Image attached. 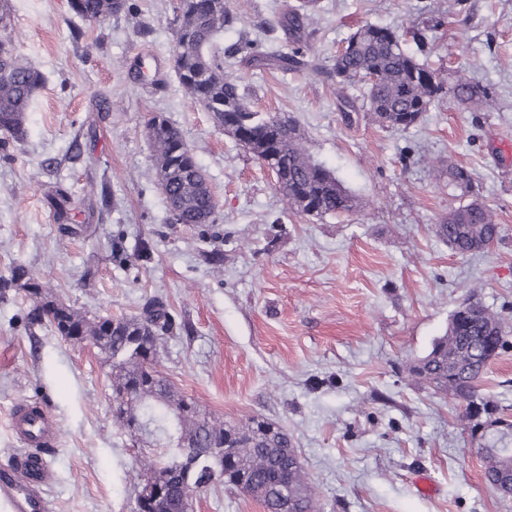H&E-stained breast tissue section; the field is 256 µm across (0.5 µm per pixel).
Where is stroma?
<instances>
[{
	"mask_svg": "<svg viewBox=\"0 0 512 512\" xmlns=\"http://www.w3.org/2000/svg\"><path fill=\"white\" fill-rule=\"evenodd\" d=\"M101 23L70 0H9L0 41L45 76L27 136L0 152V280L17 267L54 284V298L90 317H137L162 301L177 326L157 364L204 412L281 427L323 512H512L485 481L479 443L454 395L409 371L476 300L512 324V0H320L302 45L325 70L254 67L240 39L290 45L277 19L289 0H251L220 43L224 69L254 110L296 118L311 155L359 200L356 212L292 211L267 169L186 94L171 67L178 0H131ZM397 29L408 52L442 75L467 69L496 108L443 96L406 129L363 110L331 72L363 24ZM424 42H417V34ZM177 127L218 200L212 224H173L152 174L146 124ZM467 167L501 234L460 255L435 233L469 203L432 160ZM72 195L59 224L49 186ZM150 240V261H121ZM221 251L212 266L205 253ZM33 300L0 298V462L24 450L10 429L21 399L48 405L61 438L50 461L51 512H133L148 438L113 416L112 374L86 340L29 324ZM482 392L512 409V345L492 360ZM427 488H420L418 479ZM192 512H264L242 493L210 487Z\"/></svg>",
	"mask_w": 512,
	"mask_h": 512,
	"instance_id": "1",
	"label": "stroma"
}]
</instances>
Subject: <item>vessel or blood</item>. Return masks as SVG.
Segmentation results:
<instances>
[{"label": "vessel or blood", "mask_w": 512, "mask_h": 512, "mask_svg": "<svg viewBox=\"0 0 512 512\" xmlns=\"http://www.w3.org/2000/svg\"><path fill=\"white\" fill-rule=\"evenodd\" d=\"M10 426L26 451L0 464V502L8 512H50L45 493L50 473L43 451L55 445L59 425L47 405L25 400L14 406Z\"/></svg>", "instance_id": "1"}]
</instances>
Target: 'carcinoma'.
<instances>
[{
  "label": "carcinoma",
  "instance_id": "cac0c4a2",
  "mask_svg": "<svg viewBox=\"0 0 512 512\" xmlns=\"http://www.w3.org/2000/svg\"><path fill=\"white\" fill-rule=\"evenodd\" d=\"M72 10L86 21L96 23L129 8L128 0H70ZM172 67L180 85L192 101L212 115L217 126L233 137H242V147L257 160H268L281 171L276 184L289 207L301 214H350L357 208L355 196L336 176L315 161L304 145V138L292 118L285 121L273 114L263 115L252 108L240 80L224 72V57L218 47L219 36L235 21L227 0H178ZM316 0H300L285 7L279 23L299 42L314 23ZM250 50L259 68L283 71L307 69L321 73L295 48L292 52L261 49L250 41ZM339 83L364 84V99L370 116L391 128L406 129L430 110L443 93L459 104H480L493 108L494 98L487 89L470 81L465 71L447 81L409 54L401 36L390 27L366 23L347 39V45L333 63ZM44 76L34 65L21 64L12 49L0 42V140L4 150L26 135V112ZM147 136L153 148V174L167 203L178 206L186 224L215 221L208 199L209 182L181 132L161 114L147 123ZM448 185L463 192L473 191V176L464 166L448 165ZM56 222L72 221L74 201L59 188L47 195ZM435 233L458 254L471 245L493 244L500 235L496 213L487 206H460L448 213V220L435 225ZM19 287L34 297L29 320L48 323L57 333L68 330L90 337L112 362V392L120 396L132 386L145 397L138 417L163 433L182 431L194 436L202 448L213 439L224 437V458L218 482L258 500L264 512H318L311 482L291 448L288 434L271 433V423L252 420L242 427L224 426V419L201 413L197 404L177 398L172 385L158 369L156 358L147 359L128 345L137 337L150 350H157L175 322L160 302H152L142 317L90 319L70 307H58L48 299L52 285L30 270L19 268L11 278L0 282V294ZM508 344L503 317L485 307L460 305L451 315L448 334L438 338L431 351L411 368L439 392H452L463 406L464 418L474 409L504 414V409L484 396L480 382L489 363ZM159 458L143 457L140 476L153 475L170 483L168 493L157 499L154 512H182L183 490L187 483L202 490L213 484L198 470L182 473L176 467L160 470ZM484 475L509 481L512 469V438H496L484 450Z\"/></svg>",
  "mask_w": 512,
  "mask_h": 512
}]
</instances>
